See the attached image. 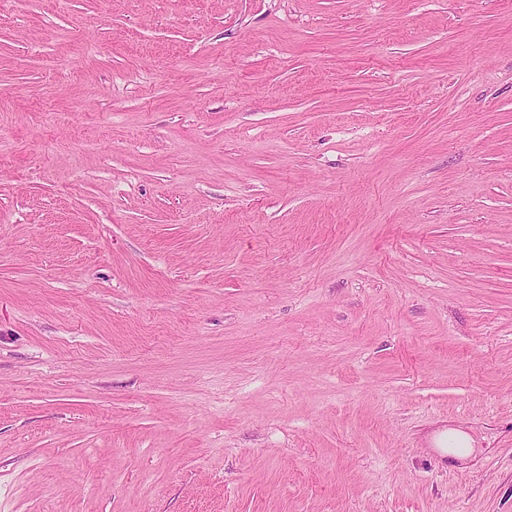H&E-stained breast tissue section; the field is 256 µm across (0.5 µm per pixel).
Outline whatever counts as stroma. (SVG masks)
<instances>
[{"label": "stroma", "instance_id": "stroma-1", "mask_svg": "<svg viewBox=\"0 0 512 512\" xmlns=\"http://www.w3.org/2000/svg\"><path fill=\"white\" fill-rule=\"evenodd\" d=\"M0 512H512V0H0Z\"/></svg>", "mask_w": 512, "mask_h": 512}]
</instances>
